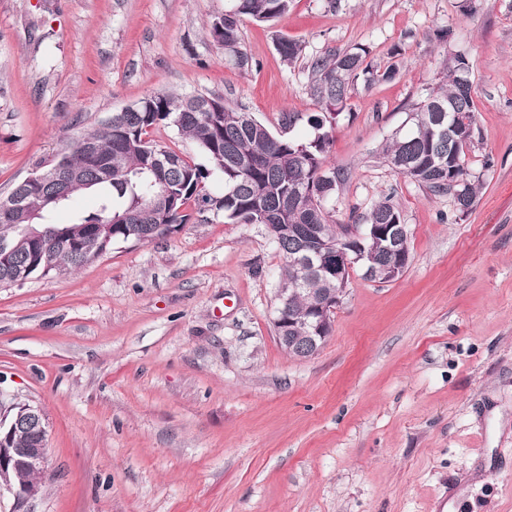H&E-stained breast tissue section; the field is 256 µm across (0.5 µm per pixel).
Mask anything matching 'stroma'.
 <instances>
[{"instance_id":"35a3bbf8","label":"stroma","mask_w":512,"mask_h":512,"mask_svg":"<svg viewBox=\"0 0 512 512\" xmlns=\"http://www.w3.org/2000/svg\"><path fill=\"white\" fill-rule=\"evenodd\" d=\"M224 5L0 0V196L154 93L221 96L303 138L312 56L397 48L393 81L352 87L328 165L336 223L391 197L409 264L387 284L352 274L307 361L273 330L285 260L265 225L192 205L166 239L0 287V385L49 424L31 512H512V0H293L243 24L245 69L209 34ZM459 53L481 189L458 219L376 155Z\"/></svg>"}]
</instances>
